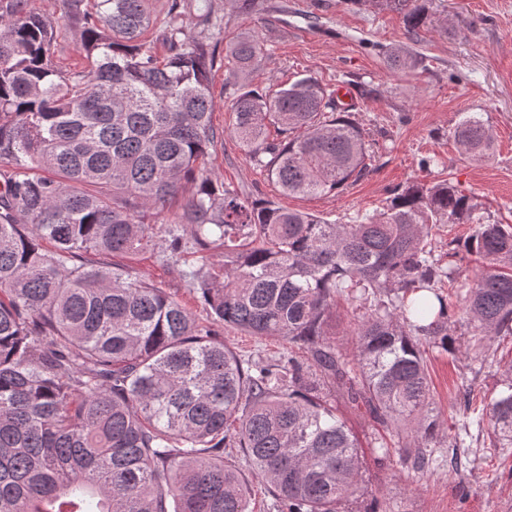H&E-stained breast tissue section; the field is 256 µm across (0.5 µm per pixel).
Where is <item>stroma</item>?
Masks as SVG:
<instances>
[{"label":"stroma","mask_w":512,"mask_h":512,"mask_svg":"<svg viewBox=\"0 0 512 512\" xmlns=\"http://www.w3.org/2000/svg\"><path fill=\"white\" fill-rule=\"evenodd\" d=\"M224 17V32L211 71L217 137L205 168L226 190L252 200H270L290 210L316 213L329 222L351 224L379 211L394 191L413 183L452 181L473 194L492 219L512 224V0H425L432 25L409 33L399 12L383 0H263L262 12L242 9L241 0H212ZM58 31L56 60L64 69L81 64V37L63 0H30ZM262 44L249 74L256 89L269 91L310 76L330 90H352L350 119L372 146L374 162L360 181L323 197L282 194L267 171L254 164L232 133L235 79L225 45L240 34ZM410 56L405 69L391 68L394 51ZM475 114L493 136L488 158L462 156L452 134L464 116ZM161 261L145 251L124 259L137 277L162 288L203 325L211 317L196 299L184 270L196 263ZM224 343L255 363L287 357L277 336L258 338L221 326ZM432 407L444 427H457L465 404L479 409L503 388V367L512 362V336L497 338L489 356L472 360L461 352L429 345L424 353ZM324 399L345 422L365 461L363 488L343 503V512H512V447L494 448L488 436L460 449L463 466L414 473L402 460L407 436L385 433L363 406L328 386ZM394 453L374 461L377 438Z\"/></svg>","instance_id":"1"}]
</instances>
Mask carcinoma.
<instances>
[{"instance_id":"obj_1","label":"carcinoma","mask_w":512,"mask_h":512,"mask_svg":"<svg viewBox=\"0 0 512 512\" xmlns=\"http://www.w3.org/2000/svg\"><path fill=\"white\" fill-rule=\"evenodd\" d=\"M29 2L0 9V512H248L226 448L273 487L276 512H338L360 490L363 461L321 397L330 382L380 425L405 426L413 469L439 463L422 345L455 351L464 325L479 359L512 336V224L450 181L409 185L358 224L242 198L197 166L216 138L211 39L224 17L211 4L195 14L193 0H171L161 56L146 0H71L84 55L63 70L54 26ZM385 2L410 33L429 23L419 0ZM261 52L248 37L227 45L233 133L250 159L288 194L364 177L369 148L335 92L311 77L272 94L246 84ZM268 121L280 141L267 140ZM454 141L474 160L493 145L475 115ZM185 183L195 192L175 223L190 226L189 244L142 221ZM435 224L476 229L437 256ZM160 238L172 257L199 255L186 275L213 323L279 336L307 358L245 360L163 289L85 259ZM213 248L224 250L222 282L208 268ZM471 256L480 266L468 274ZM340 294L352 306L351 360L328 337ZM474 428L512 443V364L454 447Z\"/></svg>"}]
</instances>
